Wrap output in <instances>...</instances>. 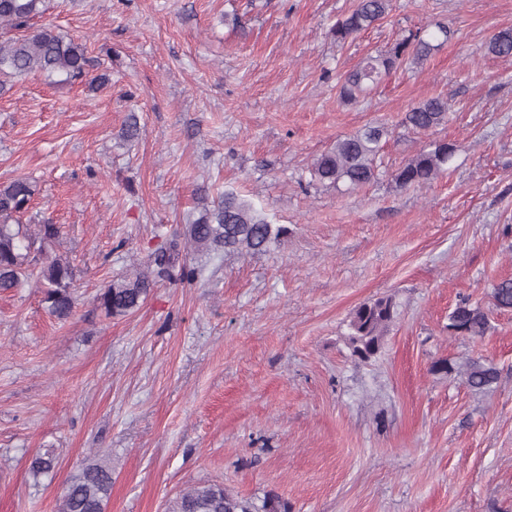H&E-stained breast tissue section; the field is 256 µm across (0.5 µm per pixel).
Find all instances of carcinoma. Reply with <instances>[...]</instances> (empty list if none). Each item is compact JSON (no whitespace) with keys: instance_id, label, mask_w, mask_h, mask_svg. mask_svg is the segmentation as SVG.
<instances>
[{"instance_id":"carcinoma-1","label":"carcinoma","mask_w":512,"mask_h":512,"mask_svg":"<svg viewBox=\"0 0 512 512\" xmlns=\"http://www.w3.org/2000/svg\"><path fill=\"white\" fill-rule=\"evenodd\" d=\"M391 0H356L354 8L336 22L332 35L345 42L383 20L390 11ZM49 0H0V27L20 30L43 16ZM448 40L446 26L436 25V31L425 39L417 34L394 43L387 51L368 55L350 70L341 81L340 99L356 103L364 93L406 60L421 64L436 45L434 40ZM487 50L497 57H512V28L493 33ZM83 43L65 38L49 25L25 34L0 39V91L9 82L38 72L48 79L60 77L62 83L82 81L93 91L108 82L105 73L91 75ZM451 107L448 99L435 96L425 99L405 113L403 123L418 131L428 132L448 122ZM140 135L137 117L129 115L121 130V138L134 143ZM388 130L367 126L358 132L336 139L333 145L314 159L311 173L315 181L331 187L344 184L349 189L360 188L379 175L376 164L382 141ZM455 147L447 142H434L420 150L403 165L392 171L391 178L400 188L428 185L448 169ZM36 194V185L25 177L0 183V290L20 288L35 280L43 290L49 313L60 319L74 311L72 288L74 272L69 261L51 254L48 248L59 237L56 224L45 222L28 233L19 221ZM283 227H273L256 213L252 206L232 193L204 205L199 216L186 225L184 239L176 238L158 247L142 269L112 278L97 296L98 307L105 316L125 317L134 313L171 269L180 263L183 251L222 249L224 254H257L285 235ZM493 305L512 309V279H503L492 287ZM396 318L395 302L380 297L358 306L349 320L346 343L352 356L361 362L376 357L382 342ZM488 328L485 309L463 297L448 314V330L462 336H482ZM464 379L474 392H484L498 380V370L490 362L472 359L465 364ZM56 467V458L45 453L32 462L35 476L47 474ZM112 491V470L104 462L88 464L72 477L63 497L60 512H105ZM167 512H290L288 503L275 494L261 499H243L221 483L199 484L171 500Z\"/></svg>"}]
</instances>
